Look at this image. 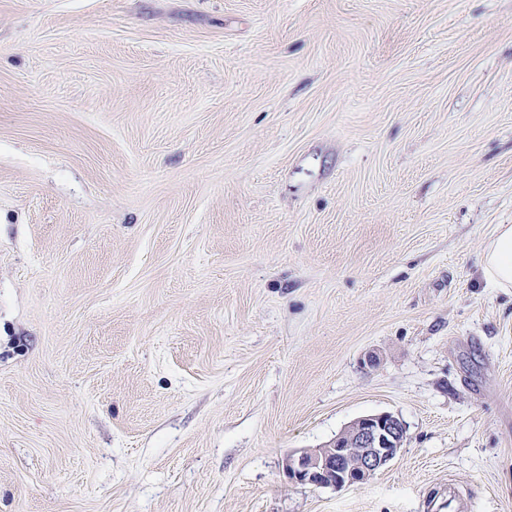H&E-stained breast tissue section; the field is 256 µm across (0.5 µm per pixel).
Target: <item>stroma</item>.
<instances>
[{
  "label": "stroma",
  "mask_w": 512,
  "mask_h": 512,
  "mask_svg": "<svg viewBox=\"0 0 512 512\" xmlns=\"http://www.w3.org/2000/svg\"><path fill=\"white\" fill-rule=\"evenodd\" d=\"M499 224L512 0H0V512H512ZM487 282L494 288H512V224L496 225L481 257ZM347 431L339 445L334 441L329 448L287 454L284 473L293 481L315 486L359 487L396 457L406 437L403 421L389 412L361 416Z\"/></svg>",
  "instance_id": "1"
}]
</instances>
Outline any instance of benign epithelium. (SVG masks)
Returning a JSON list of instances; mask_svg holds the SVG:
<instances>
[{"instance_id":"1","label":"benign epithelium","mask_w":512,"mask_h":512,"mask_svg":"<svg viewBox=\"0 0 512 512\" xmlns=\"http://www.w3.org/2000/svg\"><path fill=\"white\" fill-rule=\"evenodd\" d=\"M406 426L389 413L364 415L349 426L340 444L286 455L289 479L321 487H359L384 469L404 444Z\"/></svg>"}]
</instances>
